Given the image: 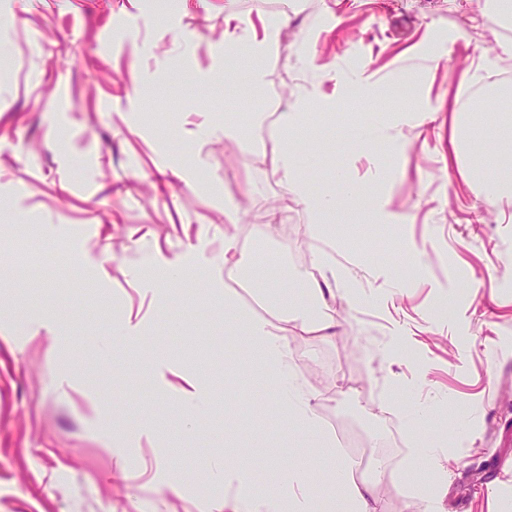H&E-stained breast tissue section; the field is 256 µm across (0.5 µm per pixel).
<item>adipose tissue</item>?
Returning <instances> with one entry per match:
<instances>
[{
    "instance_id": "ef3b65f1",
    "label": "adipose tissue",
    "mask_w": 512,
    "mask_h": 512,
    "mask_svg": "<svg viewBox=\"0 0 512 512\" xmlns=\"http://www.w3.org/2000/svg\"><path fill=\"white\" fill-rule=\"evenodd\" d=\"M312 260L325 264L326 269L320 278L307 281L302 297H289L284 280L263 289L270 308L269 318L254 317L240 308L229 293L224 296V309L244 345L252 349L257 361L276 380L273 402L283 417L301 432L319 436L323 447L329 448L333 442L324 432L322 397L296 376L293 345L301 340L321 342L335 336L343 325L331 304L337 292H344L355 305L367 300L380 307L388 297L364 296L351 281L349 268L325 263L323 254L313 255ZM447 453L445 444L434 440L413 449L414 464L408 468L406 478L414 493L429 501L434 499L445 475L441 461ZM351 470L352 465L344 455L334 454L328 474L333 492L320 497L312 490L307 473L289 465L284 467L282 478L273 489L257 485L248 461L217 466L211 475L224 486V498L217 512H379L375 481L355 480L350 476Z\"/></svg>"
}]
</instances>
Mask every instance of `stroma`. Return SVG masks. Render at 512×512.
<instances>
[{"mask_svg":"<svg viewBox=\"0 0 512 512\" xmlns=\"http://www.w3.org/2000/svg\"><path fill=\"white\" fill-rule=\"evenodd\" d=\"M224 2L0 0V512H213L224 487L208 464L246 446L259 483L277 485L286 461L322 491L327 449L315 437L293 448L274 379L224 333L228 224L253 272L274 263L281 279H313L321 251L355 260L360 288L397 294L384 309L337 296L346 326L297 344L326 429L353 426L370 449L395 429L398 474L466 409L438 506L512 512V200L489 193L512 155L484 144L512 99L477 92L512 22L489 0H238L232 26L263 48L266 72L244 101L224 79ZM336 61L378 97L337 103ZM398 83L436 119L403 125L410 148L395 159L361 132L396 108ZM302 99L315 105L307 127L285 132ZM288 143L310 192L335 191L345 169L364 184L324 216L330 239L310 236L315 216L271 176ZM373 154L386 159L381 184ZM273 205L283 225L264 264L252 228ZM42 257L51 283L18 275ZM174 264L183 275L170 281ZM398 330L413 346L373 360ZM394 384L447 396L448 409L411 422L386 403ZM199 389L209 405L189 428L181 411Z\"/></svg>","mask_w":512,"mask_h":512,"instance_id":"stroma-1","label":"stroma"}]
</instances>
